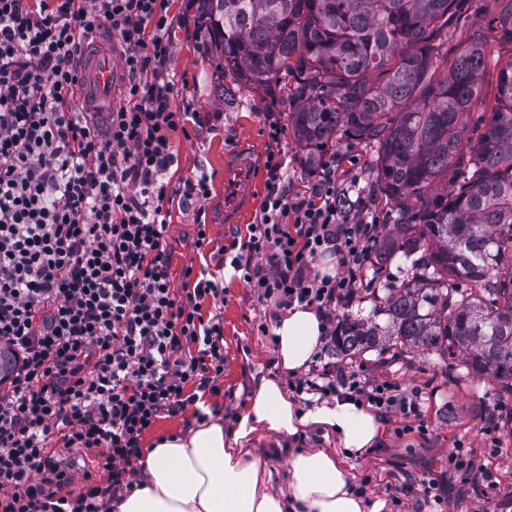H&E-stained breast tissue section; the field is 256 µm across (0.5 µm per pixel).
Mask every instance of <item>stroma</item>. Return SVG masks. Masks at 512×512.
<instances>
[{
    "label": "stroma",
    "instance_id": "35a3bbf8",
    "mask_svg": "<svg viewBox=\"0 0 512 512\" xmlns=\"http://www.w3.org/2000/svg\"><path fill=\"white\" fill-rule=\"evenodd\" d=\"M502 9L501 0H456L448 23L435 45L442 57L438 71H445V56L457 53L476 35L486 38L485 63L479 98L467 116L475 127L479 115L495 104L497 77L501 66L512 60V42L494 29ZM210 29L194 25L176 30L170 69L176 79L186 80V90L172 97L173 107L190 105L198 124L187 134H175L177 166L169 174L171 184L206 173L209 195L198 205L173 202L167 242L173 271L191 265L215 268L224 246L245 234L247 224L256 223L259 211H252L246 224L223 225L217 203L224 196V150L231 145L252 149L259 160L273 150L285 153L292 191L305 192L314 174L303 168L302 147L288 132L292 103L287 93L264 99L250 89L238 88L232 74L221 71L222 55L212 45ZM237 89L233 108L224 105V88ZM283 126L280 142L268 135L269 123ZM374 154L365 145L340 140L335 153L325 161L336 170V185L346 203L350 219L378 217L381 229H388L395 212L381 194L371 170ZM206 223L209 245L195 246V226ZM224 287V376L216 394L206 396L212 413L231 419L249 399L256 378L279 374L273 337L261 335L260 322L272 312L233 269H225ZM331 367H345L370 378L386 379L402 387L423 392L421 411L425 433H398L399 417L385 418L384 432L377 448L348 457L355 483L369 496L388 504L387 512H512V402L503 403L494 380L467 371L464 363L448 365L433 352L402 350L393 346L371 349L353 358L329 356ZM492 435H484L485 427ZM465 450L489 470L493 485L463 479L452 458ZM436 484L437 502L424 504L423 483Z\"/></svg>",
    "mask_w": 512,
    "mask_h": 512
}]
</instances>
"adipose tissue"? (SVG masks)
<instances>
[{
	"instance_id": "adipose-tissue-1",
	"label": "adipose tissue",
	"mask_w": 512,
	"mask_h": 512,
	"mask_svg": "<svg viewBox=\"0 0 512 512\" xmlns=\"http://www.w3.org/2000/svg\"><path fill=\"white\" fill-rule=\"evenodd\" d=\"M316 310L293 307L275 329L281 371L307 369L325 341ZM336 435L343 449L373 447L379 418L351 399L299 410L280 380L260 377L232 426L211 415L184 434L156 439L138 463V486L109 512H383L385 502L358 491L330 448L282 449L287 467L273 475L247 442L255 435L292 436L308 428Z\"/></svg>"
}]
</instances>
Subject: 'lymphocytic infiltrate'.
Here are the masks:
<instances>
[{
    "label": "lymphocytic infiltrate",
    "mask_w": 512,
    "mask_h": 512,
    "mask_svg": "<svg viewBox=\"0 0 512 512\" xmlns=\"http://www.w3.org/2000/svg\"><path fill=\"white\" fill-rule=\"evenodd\" d=\"M170 2L0 0V344L20 362L0 392V512H106L134 488L143 434L224 374L219 279L188 266L172 286L168 205L209 188L204 173L173 193L166 181L189 118L170 101L172 31L199 0L175 15ZM98 36L118 44L127 72L126 103L105 116L72 108ZM265 169L260 221L224 253L258 299L316 310L335 340L379 226L338 208L333 168L302 195L278 155ZM328 252L340 257L332 276L315 269ZM288 388L421 415L417 392L354 371L315 365ZM63 448L96 452L106 481L87 473L66 493Z\"/></svg>",
    "instance_id": "f902f5d3"
}]
</instances>
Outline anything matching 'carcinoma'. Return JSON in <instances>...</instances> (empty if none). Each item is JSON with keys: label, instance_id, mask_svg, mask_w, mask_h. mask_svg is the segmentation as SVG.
Here are the masks:
<instances>
[{"label": "carcinoma", "instance_id": "cac0c4a2", "mask_svg": "<svg viewBox=\"0 0 512 512\" xmlns=\"http://www.w3.org/2000/svg\"><path fill=\"white\" fill-rule=\"evenodd\" d=\"M455 0H204L224 67L259 93L296 82L288 128L315 169L347 138L373 169L396 219L374 249L373 278L399 259L401 284L345 316L335 354L386 345L435 352L512 394V60L477 139L464 138L485 42L437 78L435 24ZM467 151L468 175L448 181ZM470 284L459 287V282ZM16 366L0 346V383Z\"/></svg>", "mask_w": 512, "mask_h": 512}]
</instances>
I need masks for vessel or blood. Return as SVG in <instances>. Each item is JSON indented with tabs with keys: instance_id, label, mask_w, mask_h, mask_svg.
Segmentation results:
<instances>
[{
	"instance_id": "vessel-or-blood-1",
	"label": "vessel or blood",
	"mask_w": 512,
	"mask_h": 512,
	"mask_svg": "<svg viewBox=\"0 0 512 512\" xmlns=\"http://www.w3.org/2000/svg\"><path fill=\"white\" fill-rule=\"evenodd\" d=\"M85 101L104 112L112 107V96L122 82L116 57L107 47L92 52L82 64ZM255 161L244 146H235L224 154V217L228 224L241 223L254 204L250 186L254 181Z\"/></svg>"
}]
</instances>
